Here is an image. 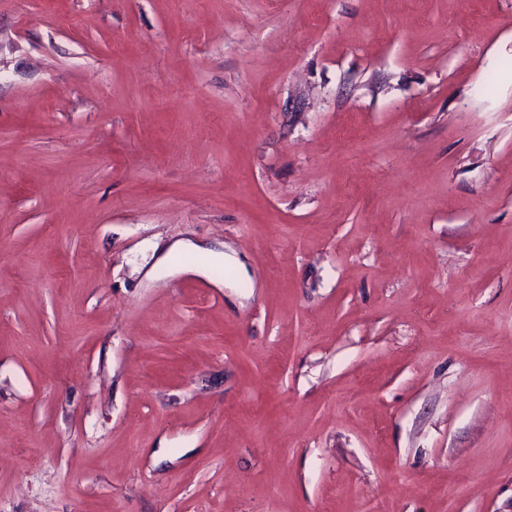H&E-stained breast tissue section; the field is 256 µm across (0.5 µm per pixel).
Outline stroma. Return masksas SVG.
<instances>
[{
    "instance_id": "obj_1",
    "label": "stroma",
    "mask_w": 512,
    "mask_h": 512,
    "mask_svg": "<svg viewBox=\"0 0 512 512\" xmlns=\"http://www.w3.org/2000/svg\"><path fill=\"white\" fill-rule=\"evenodd\" d=\"M0 512H512V0H0Z\"/></svg>"
}]
</instances>
